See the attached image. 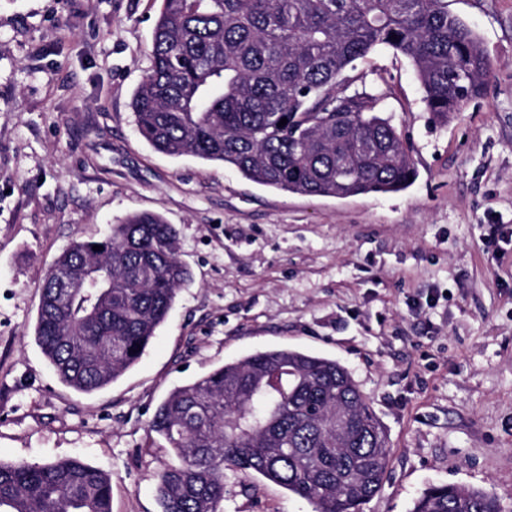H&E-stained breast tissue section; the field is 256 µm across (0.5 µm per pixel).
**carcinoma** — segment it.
Masks as SVG:
<instances>
[{
  "mask_svg": "<svg viewBox=\"0 0 512 512\" xmlns=\"http://www.w3.org/2000/svg\"><path fill=\"white\" fill-rule=\"evenodd\" d=\"M379 49L411 61L438 123L483 92L489 58L448 0H160L151 65L132 99L136 126L159 153L223 163L264 186L400 192L416 177L405 142L383 96L350 90L347 76ZM188 280L177 230L158 214L74 241L42 285V354L77 392L111 385ZM151 427L177 459L158 476L162 512H223L228 469L254 472L314 512H362L388 462L387 433L350 372L288 348L175 387ZM0 512H112L111 478L79 457L0 461ZM410 512L502 510L490 491L430 485Z\"/></svg>",
  "mask_w": 512,
  "mask_h": 512,
  "instance_id": "cac0c4a2",
  "label": "carcinoma"
}]
</instances>
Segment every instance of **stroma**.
<instances>
[{"instance_id": "obj_1", "label": "stroma", "mask_w": 512, "mask_h": 512, "mask_svg": "<svg viewBox=\"0 0 512 512\" xmlns=\"http://www.w3.org/2000/svg\"><path fill=\"white\" fill-rule=\"evenodd\" d=\"M159 8L0 0V461L78 456L110 476L112 512H161L172 457L150 424L169 391L288 347L345 366L388 430L363 512H410L431 484L494 491L512 512V0H448L490 61L448 122H432L405 57L382 49L352 70L355 88L384 92L416 178L347 198L140 137L132 98ZM140 212L176 227L191 279L136 365L76 392L35 341L42 284L74 240ZM225 486L224 512H313L253 472Z\"/></svg>"}]
</instances>
